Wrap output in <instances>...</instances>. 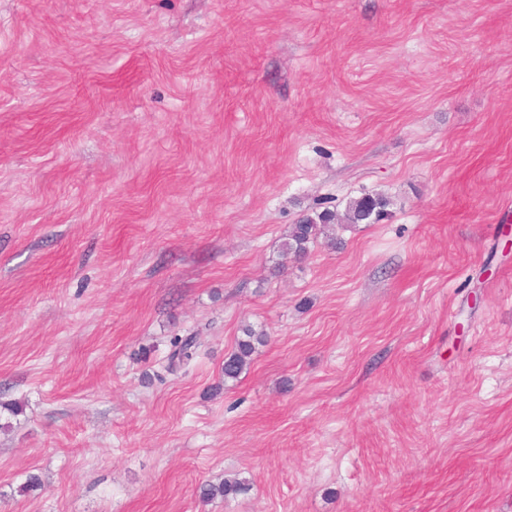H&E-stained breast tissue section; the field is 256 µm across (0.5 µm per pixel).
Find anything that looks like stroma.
Instances as JSON below:
<instances>
[{
	"label": "stroma",
	"instance_id": "stroma-1",
	"mask_svg": "<svg viewBox=\"0 0 512 512\" xmlns=\"http://www.w3.org/2000/svg\"><path fill=\"white\" fill-rule=\"evenodd\" d=\"M0 512H512V0H0ZM388 206L389 201L382 195L367 194L351 198L342 218L328 209L315 217L303 215L290 227L282 249L296 259H303L308 255L309 244L317 238L321 226L341 224L342 221L344 224H376L387 218ZM244 336L237 341L236 348L224 359V380L234 381L249 367L256 345L265 342L266 333L256 332L251 327L243 330Z\"/></svg>",
	"mask_w": 512,
	"mask_h": 512
}]
</instances>
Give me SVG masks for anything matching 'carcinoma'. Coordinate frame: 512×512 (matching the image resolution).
<instances>
[{"label":"carcinoma","instance_id":"cac0c4a2","mask_svg":"<svg viewBox=\"0 0 512 512\" xmlns=\"http://www.w3.org/2000/svg\"><path fill=\"white\" fill-rule=\"evenodd\" d=\"M389 201L381 195H362L348 201L344 216L326 209L316 216L304 215L292 225L282 244L284 252L296 259H303L309 253V244L317 238L321 228L334 223L376 224L388 216ZM244 336L237 341L236 348L224 359V381H234L249 367L256 346L265 342L266 333L247 327ZM195 337H177L169 355V365L180 364L192 358ZM240 490V482L226 480L219 485H204L201 495L206 499L217 496L227 497Z\"/></svg>","mask_w":512,"mask_h":512}]
</instances>
